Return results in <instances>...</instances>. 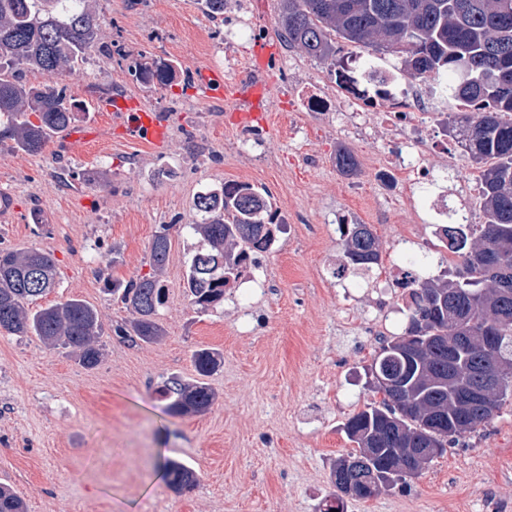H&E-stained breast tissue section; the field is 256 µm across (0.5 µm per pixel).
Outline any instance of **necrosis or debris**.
Instances as JSON below:
<instances>
[{
  "label": "necrosis or debris",
  "mask_w": 512,
  "mask_h": 512,
  "mask_svg": "<svg viewBox=\"0 0 512 512\" xmlns=\"http://www.w3.org/2000/svg\"><path fill=\"white\" fill-rule=\"evenodd\" d=\"M327 80L335 86V95L325 96L314 87H305L302 92L305 108L312 112L336 113L347 129L361 137L373 121L385 124L392 138L405 142L408 150L397 152L388 144H380L379 163L373 171L376 182L389 191L401 192L404 199L422 213L434 218L446 216L447 203L429 192L436 176L429 164L434 142L428 120L438 110L437 99L447 97V82L436 79L408 84L393 77L387 81V95L381 100L375 90L358 89L337 73H328Z\"/></svg>",
  "instance_id": "obj_1"
}]
</instances>
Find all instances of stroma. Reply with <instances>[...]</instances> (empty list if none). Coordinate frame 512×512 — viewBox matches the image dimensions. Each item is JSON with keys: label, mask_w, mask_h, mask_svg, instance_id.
Here are the masks:
<instances>
[{"label": "stroma", "mask_w": 512, "mask_h": 512, "mask_svg": "<svg viewBox=\"0 0 512 512\" xmlns=\"http://www.w3.org/2000/svg\"><path fill=\"white\" fill-rule=\"evenodd\" d=\"M107 40L125 61L95 53L66 78L83 102L139 97L163 114L161 146L127 137L106 112H82L74 129L91 132L73 149L57 135L39 155L0 144V248H37L57 264L45 306L70 297L101 313L103 357L86 369L64 349L35 336L0 332V483L28 512H321L334 493L331 468L353 445L344 422L373 399L370 364L380 346L369 326L385 318L401 335L409 311L395 288H345L332 264L342 259L349 214L361 212L376 235L380 267L422 252L435 278L453 266L437 225L422 223L404 201L374 182L364 144L344 134L335 115L310 112L304 85L333 94L325 62L288 47L277 33L280 0H224L206 13L199 0H93ZM249 19L240 31V19ZM275 46L270 112L246 130L224 104L203 100L191 69L242 78L255 41ZM167 62L168 85H147L131 66ZM351 150L355 174L336 155ZM458 214L482 220L480 198L462 194L457 174L479 170L461 149L430 158ZM267 190L279 213L307 223L279 235L260 256L268 292L231 291L222 306L197 311L185 293L188 261L199 242L188 226L198 194L224 182ZM166 230L171 247L160 273L166 303L163 338L128 346L113 333L129 313L106 281L148 273L152 239ZM222 358L207 382L216 394L205 412L170 416L157 389L169 375L195 378L194 350ZM192 466L191 492L170 490L164 459ZM346 512H512V396L500 412L406 484Z\"/></svg>", "instance_id": "stroma-1"}]
</instances>
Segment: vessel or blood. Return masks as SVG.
<instances>
[{"label": "vessel or blood", "mask_w": 512, "mask_h": 512, "mask_svg": "<svg viewBox=\"0 0 512 512\" xmlns=\"http://www.w3.org/2000/svg\"><path fill=\"white\" fill-rule=\"evenodd\" d=\"M253 64L246 78L225 82L202 73L200 83L206 97H218L232 105L240 128L249 127L255 120L265 117L266 102L273 83L269 63L272 48L264 41H256L251 51ZM99 111L109 113L114 123L121 126L126 135L142 137L154 144L169 138V125L164 117L155 112L143 99L120 97L98 102Z\"/></svg>", "instance_id": "b4317fda"}]
</instances>
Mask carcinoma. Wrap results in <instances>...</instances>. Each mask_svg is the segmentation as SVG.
Wrapping results in <instances>:
<instances>
[{"label": "carcinoma", "mask_w": 512, "mask_h": 512, "mask_svg": "<svg viewBox=\"0 0 512 512\" xmlns=\"http://www.w3.org/2000/svg\"><path fill=\"white\" fill-rule=\"evenodd\" d=\"M281 0V39L307 56L328 61L336 54L334 37L356 45H375L402 59L422 77L448 76L457 111L448 113V135L480 168L481 224L445 225L448 249L459 258L446 280H417L405 333L386 341L371 369L405 370V398L384 395L353 413L343 424L356 450L336 460L333 473L348 469L372 485L368 492H339L368 500L404 483L416 470H388L386 462L402 441L415 448H447L496 416L512 389V0ZM112 53L103 41V21L90 0H0V142L25 154H40L53 136L69 129L83 104L67 94L63 77L94 52ZM45 77L29 84L23 73ZM171 65L135 69L146 84L165 85ZM194 210L200 220L189 225L202 248L189 263L185 288L190 304L207 311L224 302L225 286L238 276L249 255L266 252L281 219L269 195L245 182L224 183L218 191L199 194ZM170 250L168 235L158 232L150 247L152 273L114 280L108 292L130 318L114 328L122 342L136 346L158 341L164 333L159 310L165 291L157 272ZM352 266L377 265V237L367 224L348 229L344 249ZM52 255L39 249H0V329L16 336H36L61 346L86 369L102 356L100 312L78 298L34 309L31 304L56 284ZM487 328L496 332L493 349L482 346ZM425 330L410 369L402 344ZM197 378L167 377L158 388L166 411L185 416L207 411L215 393L204 378L218 370L221 356L206 348L192 354ZM499 372L482 405L462 422L456 396L473 376ZM444 414L449 428H426L430 414ZM168 486L190 492L198 476L178 459L161 464ZM0 512H26L22 499L0 486Z\"/></svg>", "instance_id": "carcinoma-1"}]
</instances>
